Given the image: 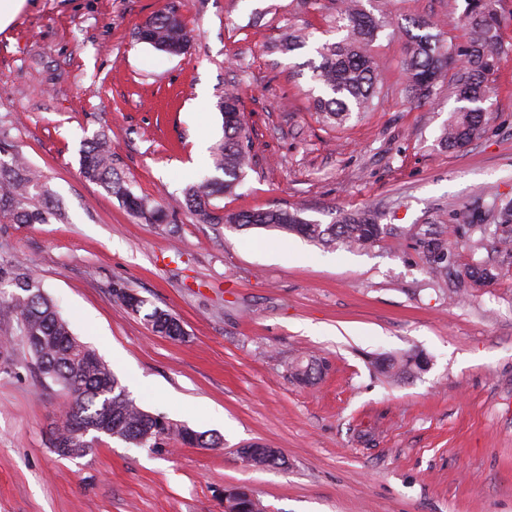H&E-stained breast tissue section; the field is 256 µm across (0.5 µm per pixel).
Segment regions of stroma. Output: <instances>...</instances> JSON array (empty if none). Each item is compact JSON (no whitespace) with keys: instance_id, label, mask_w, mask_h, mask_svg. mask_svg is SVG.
I'll return each mask as SVG.
<instances>
[{"instance_id":"35a3bbf8","label":"stroma","mask_w":512,"mask_h":512,"mask_svg":"<svg viewBox=\"0 0 512 512\" xmlns=\"http://www.w3.org/2000/svg\"><path fill=\"white\" fill-rule=\"evenodd\" d=\"M168 0H27L0 31V159L41 174L33 205L60 215L0 223V265L32 268L75 337L105 360L132 399L217 448L167 440L137 448L102 437L58 457L50 431L65 400L15 334L0 372V512H224L244 486L266 512H512V254L471 251L457 232L494 222L512 199V0H497L507 50L485 102L487 125L466 147L438 140L459 102L451 82L409 98L405 28L426 19L460 43L463 0H386L371 51L382 95L370 112L322 122L311 99L315 44L336 41V0H176L190 54L136 38ZM312 43L287 52L288 33ZM241 98L252 162L217 212L299 209L331 224L371 210L396 227L366 251L327 250L276 230L198 223L184 188L214 176L225 88ZM112 137L113 166L132 192L167 207L147 224L79 172V150ZM456 241L448 276L432 279L415 244L425 230ZM498 277L471 288L473 260ZM123 288L179 318L186 338L155 335L114 296ZM420 353L428 367L391 382L382 355ZM326 368L294 381L299 355ZM278 449L287 469H252L240 445Z\"/></svg>"}]
</instances>
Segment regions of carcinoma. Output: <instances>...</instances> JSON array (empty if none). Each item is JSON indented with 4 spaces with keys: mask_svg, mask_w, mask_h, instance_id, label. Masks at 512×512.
I'll return each instance as SVG.
<instances>
[{
    "mask_svg": "<svg viewBox=\"0 0 512 512\" xmlns=\"http://www.w3.org/2000/svg\"><path fill=\"white\" fill-rule=\"evenodd\" d=\"M495 0H464L461 20L467 31L463 43H444L437 35L426 32L430 24L413 23L420 33L413 36L412 47L404 62L409 95L416 98L432 96L448 71L458 100L464 106L448 119L441 141L451 150L468 145L480 134L485 122L482 104L492 89L491 77L498 69L505 52L501 41V21L494 7ZM149 31L144 42L164 46V52L175 55L178 49L193 41V35L181 22L175 6L169 5L146 21ZM336 25L347 35L336 42H326L316 49L319 63L313 65L312 79L319 94L313 106L322 119L340 124L355 112H365L380 93L377 66L368 55L367 47L386 25L384 15H375L360 8V0H340ZM218 108L224 119V139L214 151V167L224 177L208 178L189 184L183 190V205L202 224H224L232 230L272 228L285 234L300 236L318 246L333 249L368 250L393 228L376 222L374 216L360 213L340 217L334 224H313L298 209H277L253 212L217 213L211 200L232 192L250 167L249 140L240 112L239 95L228 90L220 98ZM80 173L119 198L124 207L147 224H163L166 211L149 205L134 194L112 167L110 137L102 131L83 144L80 151ZM39 187V178L19 155L11 162H0V221L10 224H41L51 214V208L30 207L31 191ZM497 225L507 228L498 236V243L512 252V201L505 203L496 216ZM418 250L437 279L448 275L451 249L448 239L428 233L417 238ZM497 277L496 269L476 263L467 266L463 279L471 285L483 286ZM11 281L19 292L4 295L0 302L18 314L16 334L22 337L39 363L42 374L58 384L66 399L61 423L54 435L76 455L87 453V443L100 440L104 434L137 447L153 445L151 416L139 407L126 392L109 365L92 349L74 337L69 323L62 318L55 304L40 288L29 269L12 273ZM141 301L138 312L168 336L181 333L180 320L169 311L158 313L154 307L145 311ZM384 375L399 380L423 369V359L417 354L400 358L386 356L375 362ZM293 378L311 384L321 374L322 362L317 358L301 357L291 363ZM168 436L193 448H216L220 438L189 430L181 423L167 424ZM255 466L265 469L282 467L284 458L275 450L258 448L253 453ZM224 512H264L260 501L248 497L241 488L238 500L224 506Z\"/></svg>",
    "mask_w": 512,
    "mask_h": 512,
    "instance_id": "1",
    "label": "carcinoma"
}]
</instances>
